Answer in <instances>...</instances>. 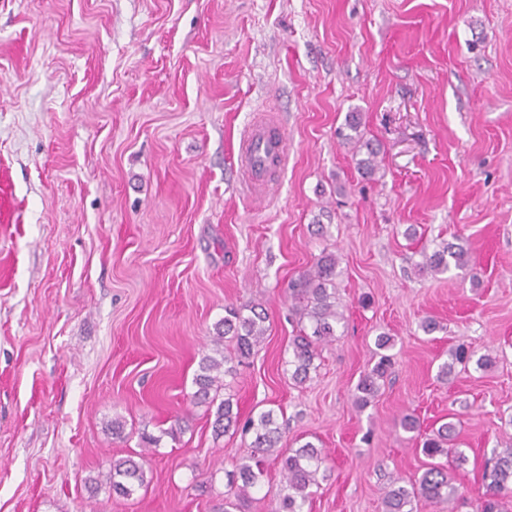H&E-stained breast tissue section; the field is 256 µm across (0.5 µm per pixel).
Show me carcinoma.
I'll return each mask as SVG.
<instances>
[{
  "instance_id": "1",
  "label": "carcinoma",
  "mask_w": 512,
  "mask_h": 512,
  "mask_svg": "<svg viewBox=\"0 0 512 512\" xmlns=\"http://www.w3.org/2000/svg\"><path fill=\"white\" fill-rule=\"evenodd\" d=\"M340 138L353 148L356 166L362 176L372 178L378 168V148L366 138L362 114L349 112L345 123L338 131ZM423 262L418 264L422 272L444 274L451 268L464 269L470 262V251L461 244L441 242L432 253L422 252ZM337 258L332 253H322L313 270L292 280L288 284V298L292 300V311L299 319L307 320L309 330H300L292 339L294 366L293 379L302 384L309 379L318 348L335 340L336 327L344 319L338 311L336 301ZM266 316L256 310L245 315L233 306L224 308V320L216 325L214 343L219 345L228 337L236 342L240 355L246 357L264 341ZM377 349L384 351L374 366L360 376L355 387L356 403L363 407L375 397L379 381L387 376L391 368V356L385 350L393 346L392 338L384 333L376 338ZM452 362L439 366L438 378L444 380L451 373L453 364H465L473 357V352L465 344L457 345L450 353ZM226 357L206 355L199 363L194 378L197 386L195 399L201 404L213 405L214 393L223 386ZM243 425V430L253 433V454L247 461L227 473L225 500H245L253 489L259 487L266 472L269 458L280 464L285 482L284 494L280 498L278 512H304V506L311 498L312 486L317 484V474L325 463V456L310 442L296 449L276 451L281 441L280 427L273 411L261 412L257 417L240 421L239 414L233 412L230 399L217 404L214 431L218 434L229 431L230 427ZM455 433V425L445 422L432 430L422 442V453L430 458L446 456L451 458L454 467L467 463L466 455L457 448L449 447ZM112 491L123 497L132 496L145 484L143 464L132 458L112 462L109 474ZM484 492L476 499L475 512H502V496L512 493V440L502 452H492L487 459L482 475ZM456 493L448 467L441 463H431L418 481L408 485L391 486L384 497L385 512H413V501L423 498L436 503L446 502Z\"/></svg>"
}]
</instances>
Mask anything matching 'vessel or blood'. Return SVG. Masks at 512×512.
<instances>
[{
    "label": "vessel or blood",
    "instance_id": "b4317fda",
    "mask_svg": "<svg viewBox=\"0 0 512 512\" xmlns=\"http://www.w3.org/2000/svg\"><path fill=\"white\" fill-rule=\"evenodd\" d=\"M286 153V139L275 120L259 122L239 144V163L248 184L262 187L265 175L284 163Z\"/></svg>",
    "mask_w": 512,
    "mask_h": 512
}]
</instances>
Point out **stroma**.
Listing matches in <instances>:
<instances>
[{
	"label": "stroma",
	"instance_id": "obj_1",
	"mask_svg": "<svg viewBox=\"0 0 512 512\" xmlns=\"http://www.w3.org/2000/svg\"><path fill=\"white\" fill-rule=\"evenodd\" d=\"M260 110L288 162L252 195L235 151ZM351 111L371 180L336 135ZM457 238L468 268L417 269ZM325 252L344 320L301 385L288 283ZM228 305L267 332L246 358L225 340L219 396L322 449L311 512L418 480L406 414L456 422L468 457L415 512H473L512 436V0H0V512H223L253 437L214 433L194 378ZM461 342L492 366L439 380ZM141 455L145 486L112 494ZM391 365V355L381 354L374 366L360 376L354 393L355 401L360 407L367 405L375 397L379 390V381L387 376ZM108 479L113 492L123 497H131L145 484L143 464L132 458L115 460Z\"/></svg>",
	"mask_w": 512,
	"mask_h": 512
}]
</instances>
